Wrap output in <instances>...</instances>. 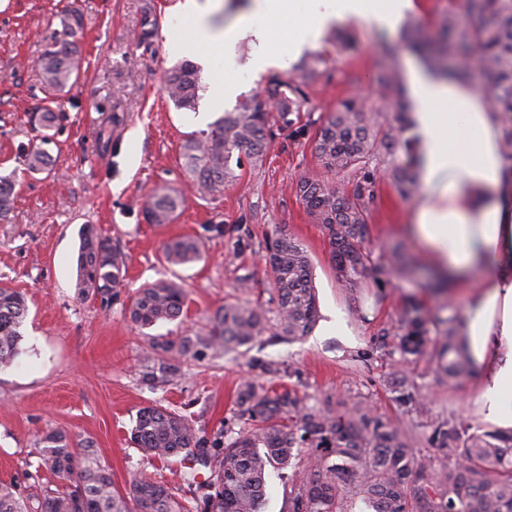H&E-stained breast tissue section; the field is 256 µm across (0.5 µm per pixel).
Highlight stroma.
Here are the masks:
<instances>
[{"instance_id":"obj_1","label":"stroma","mask_w":512,"mask_h":512,"mask_svg":"<svg viewBox=\"0 0 512 512\" xmlns=\"http://www.w3.org/2000/svg\"><path fill=\"white\" fill-rule=\"evenodd\" d=\"M183 0H0V175L18 168L21 156L44 146L52 158L48 170L26 176L8 221L0 223V283L24 292L29 312L23 323L21 353L0 365V484L23 493L61 480L41 465L35 436L51 428L93 441L98 456L112 470L118 489L144 472L177 484L176 464L151 460L130 443L128 432L137 411L160 403L188 414L207 434L221 427L243 428L236 415L235 392L246 379L261 380L258 362L274 360L282 372L271 386L286 385L309 404L340 410L359 401L376 415L409 428L416 453L440 468L442 459L427 442L434 422L487 432L472 401L477 380L441 375L429 356L387 355L377 341L379 329H396L405 298L422 299L440 317L459 311L461 298L435 297L426 289L430 276L425 257L405 226L413 199L399 196L389 180L378 185L370 224V248L376 264H385L392 248L403 245L416 268L378 287L366 278L348 291L336 278L330 246L297 199L294 187L317 160L306 138L275 131L263 164L244 166L223 193L203 200L188 196L172 223L156 226L144 217L145 195L159 186L182 187L180 145L196 131L197 112L217 119L227 105L215 104L216 82L228 78L252 95L267 73L247 62L252 47L239 40L215 55L211 76L202 78L197 111L176 109L164 88L166 71L182 63L172 53L167 34H185L193 22L181 10ZM410 17L415 30L400 26L382 32L355 21L329 29L318 46L288 58L277 74L296 76L301 59L319 58V74L309 83L304 119L320 125L337 103L359 91L370 94L377 75L396 69L406 75L412 56L409 36L433 43L449 8L463 0H417ZM74 4L84 25L74 36L85 63L75 85L61 93L62 119L49 144L31 118L44 104L36 61L61 28V11ZM151 9L156 32L149 42L137 34L144 9ZM346 47H338L337 37ZM377 108V100L368 102ZM93 225L124 253L126 293L102 307L76 288V259L81 225ZM213 224L239 226L238 235L210 233ZM287 228L306 247L312 261L320 311H339L350 333L337 335L317 321L303 340L276 339L191 368L174 386L148 387L138 369L153 354L130 321L128 293L160 280L183 281L188 291L187 323H204L225 302L247 296L267 302L272 276L263 255L265 242ZM194 236L203 241L201 262L172 267L162 259L164 243ZM248 292H241V278Z\"/></svg>"}]
</instances>
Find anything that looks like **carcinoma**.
I'll list each match as a JSON object with an SVG mask.
<instances>
[{
	"instance_id": "1",
	"label": "carcinoma",
	"mask_w": 512,
	"mask_h": 512,
	"mask_svg": "<svg viewBox=\"0 0 512 512\" xmlns=\"http://www.w3.org/2000/svg\"><path fill=\"white\" fill-rule=\"evenodd\" d=\"M463 15L460 28L456 12L448 11L440 40L428 46L416 43L413 49L443 78L463 81L474 68L485 72L491 111L502 120L499 149L512 163V0H463ZM82 24L78 10L66 11L61 31L40 58L46 104L38 122L46 131L60 118L58 94L80 77L81 54L68 37ZM318 63L316 58L302 61L295 79L271 76L262 95L239 100L208 130L187 136L181 144V167L200 198L224 191L243 162H262L273 129H290L296 136L306 133L299 125L300 112ZM165 86L175 108L196 109L201 85L195 65L186 62L172 68ZM377 87L382 112L369 111L357 95L338 102L314 134L319 168L302 175L295 187L296 197L326 234L337 278L351 292L370 274L386 285L406 270L400 249L377 268L366 248L377 183L389 179L403 198L411 197L417 187L418 158L414 140L407 135L411 117L400 75L387 71ZM48 166V153L34 149L25 155L22 173H39ZM16 186V174L0 176L1 221L11 211ZM185 202L175 188L154 189L145 203L148 222L171 223ZM265 257L273 277L274 309L248 300L226 303L199 328L172 338L150 337L154 356L141 365L143 383L171 385L194 362L250 349L265 336L292 342L312 332L318 309L305 246L281 228L267 241ZM163 258L170 266L195 263L202 258V240L170 239L163 246ZM126 274L125 257L111 239L93 225H84L77 255L79 295L96 297L108 307L118 299ZM186 297V289L175 281L146 285L131 298L129 318L143 329L174 320L182 315ZM26 316L25 296L1 285L0 364L18 356ZM399 324L396 351L431 354L440 373L450 379L470 371L458 348L462 318L443 320L423 302L410 299L400 311ZM236 406L238 416L251 427L221 429L211 438L191 417L160 405L144 407L136 415L131 442L153 458L179 459V481L194 488L190 500L144 474L133 477L123 493L91 441L47 429L36 438L41 463L68 484L62 490L47 485L26 496L11 484H0V512H262L270 467L295 469L289 512H349V500L355 497L372 512H512V432L476 434L439 421L428 442L453 464L433 469L417 457L413 439L402 427L360 402L336 413L307 404L295 390L278 392L248 379L237 390ZM305 446L313 458L298 470L297 458Z\"/></svg>"
}]
</instances>
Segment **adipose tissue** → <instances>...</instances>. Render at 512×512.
Segmentation results:
<instances>
[{
	"label": "adipose tissue",
	"instance_id": "ef3b65f1",
	"mask_svg": "<svg viewBox=\"0 0 512 512\" xmlns=\"http://www.w3.org/2000/svg\"><path fill=\"white\" fill-rule=\"evenodd\" d=\"M224 30L207 23L204 0L182 10L196 28L169 35L175 52H218L250 37L249 65L263 69L317 46L330 26L354 20L396 31L415 0H255ZM264 24H256L255 15ZM415 101L421 186L409 233L450 286L467 291L461 352L477 374L473 405L481 419L512 432V165L499 149L500 119L471 88L407 63Z\"/></svg>",
	"mask_w": 512,
	"mask_h": 512
}]
</instances>
